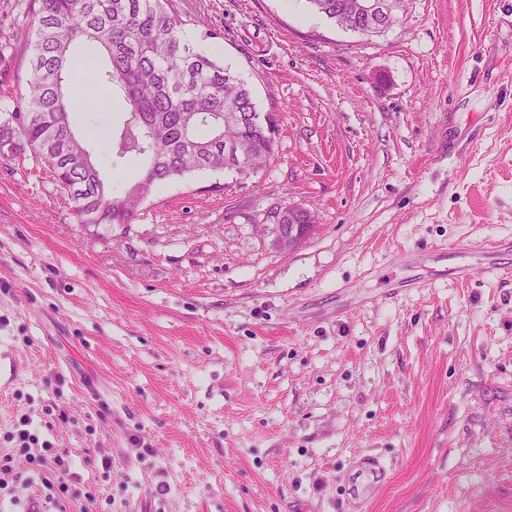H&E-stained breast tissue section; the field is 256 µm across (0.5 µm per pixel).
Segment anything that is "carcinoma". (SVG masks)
I'll return each mask as SVG.
<instances>
[{"mask_svg": "<svg viewBox=\"0 0 512 512\" xmlns=\"http://www.w3.org/2000/svg\"><path fill=\"white\" fill-rule=\"evenodd\" d=\"M356 2L306 0L337 26L365 33ZM26 12L34 34L27 95L0 122V155L34 158L72 203L77 223L130 224L159 185L203 171L247 175L274 155L275 143L261 130L224 126L226 112L257 111L251 91L223 60L185 39L172 0H28ZM78 41L103 52L95 81L111 84L126 104L105 145L112 163L135 157L141 168L119 188L93 160L89 138L72 127ZM227 137L253 156V166H236Z\"/></svg>", "mask_w": 512, "mask_h": 512, "instance_id": "1", "label": "carcinoma"}]
</instances>
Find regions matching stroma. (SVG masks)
<instances>
[{
	"instance_id": "1",
	"label": "stroma",
	"mask_w": 512,
	"mask_h": 512,
	"mask_svg": "<svg viewBox=\"0 0 512 512\" xmlns=\"http://www.w3.org/2000/svg\"><path fill=\"white\" fill-rule=\"evenodd\" d=\"M0 0V118L32 32ZM277 146L77 223L0 163V454L27 429L88 512H512V0H409L367 37L305 0H175ZM73 113L123 118L110 84ZM317 228L295 250L273 215ZM109 458L110 471L101 460Z\"/></svg>"
}]
</instances>
